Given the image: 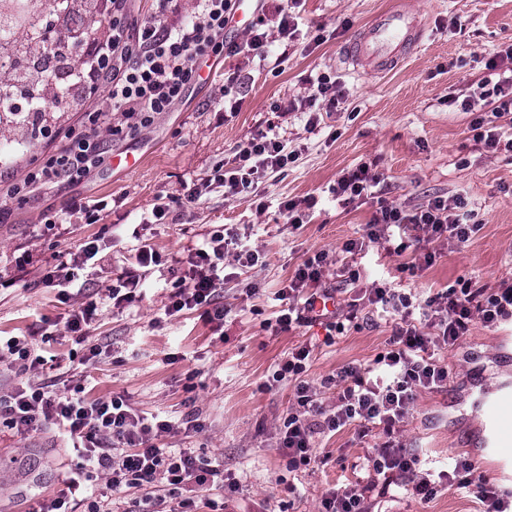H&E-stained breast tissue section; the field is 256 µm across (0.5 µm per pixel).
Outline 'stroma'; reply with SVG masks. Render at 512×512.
<instances>
[{"instance_id": "stroma-1", "label": "stroma", "mask_w": 512, "mask_h": 512, "mask_svg": "<svg viewBox=\"0 0 512 512\" xmlns=\"http://www.w3.org/2000/svg\"><path fill=\"white\" fill-rule=\"evenodd\" d=\"M403 5L424 27L417 49L392 70L353 73L346 46L382 10ZM323 42H316V35ZM512 44V0H301L299 29L275 42L267 59L220 58L207 83L194 84L173 111L141 133L113 139L102 131L108 163L82 182L44 188L30 199L0 190V338L27 339L56 358L52 373L23 369L0 358V396L28 382L84 386L89 399L124 396L138 413L162 415L175 429L158 440L169 451L191 449L224 471L223 486L197 490L192 512H211L225 500L226 512H319L330 488L366 477V448L352 431L321 435L310 465L289 470L278 446L279 428L293 403V385L271 384L276 363L288 350L314 346L306 380L319 384L341 368L372 364L386 348L391 315L360 305L343 334L325 343L313 324L273 333L284 307L278 292L306 256L320 250L345 261L344 242L360 237L380 204L413 209L435 198H462L481 229L461 248L438 247L435 263L417 274L368 248L357 255L358 283L328 273L336 306L385 281L424 302L460 276L492 288L512 277V159L490 154L469 136L470 113L451 97L470 95L485 77V61ZM239 76V111L219 105L225 74ZM336 76L344 96L341 111L321 114L309 127L297 105L320 74ZM83 113L29 137L26 148L0 154V167L24 176L32 161L61 146V133L80 127ZM274 132L298 158L285 172L267 175L255 194L229 195L212 186L184 204L187 188L231 160L234 148L260 132ZM367 163L380 176L374 194L351 203L333 188L344 172ZM171 200V218L152 223L159 198ZM315 199L300 226L281 208L288 200ZM101 199L108 207L97 223L58 222L77 203ZM233 231L260 253V265L225 281L217 302L223 324L200 312L167 315L176 281L189 254L214 232ZM97 239L100 252L80 273L79 293L61 300L46 286V269L69 260ZM159 264L137 265L141 249ZM140 276V297L114 305L113 281ZM93 300L96 320L85 342L64 327L71 308ZM512 322L488 328L473 320L465 343L441 357L450 369L448 388L424 392L400 433L403 444L422 450L436 470L465 456L477 474L501 491L512 479L500 476L496 457L482 446L489 407L481 393L512 384V345L499 336ZM198 421V429L184 426ZM78 462L70 441L55 428L17 435L0 423V512H31L35 503L63 489ZM465 489L440 483L429 500L404 494L379 499L375 512H476Z\"/></svg>"}]
</instances>
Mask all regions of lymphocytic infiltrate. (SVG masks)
<instances>
[{
  "label": "lymphocytic infiltrate",
  "mask_w": 512,
  "mask_h": 512,
  "mask_svg": "<svg viewBox=\"0 0 512 512\" xmlns=\"http://www.w3.org/2000/svg\"><path fill=\"white\" fill-rule=\"evenodd\" d=\"M128 0H112V35L96 42L87 68L78 82L101 89L86 112L88 128L68 132L63 145L23 177L0 171V184L12 197L23 198L40 186H58L89 176L105 161L106 151L97 133L99 125H109L112 134L134 135L152 125L156 115L171 111L182 101L188 86L199 81V70L208 60L223 55L249 52L266 58L277 39L291 35L294 18L290 5L280 6L275 17L258 16L247 28L243 43L226 41L224 31L233 14L235 0H195L192 12H184L183 0H152L149 13L140 20L127 19ZM488 71L478 96H466L460 109L472 113L468 131L474 141L492 152L512 153V138L504 139L503 118H512V45L496 52L486 62ZM485 111H476L477 102ZM343 95L337 81L318 75L300 106L310 126H317L324 112L338 111ZM295 152L278 137L260 133L235 148L230 167L189 188L186 202H194L203 189L219 185L238 194L257 190L260 179L279 172L294 162ZM480 229L473 213L465 211L461 199L438 198L427 205L403 210L380 206L361 238L344 243V253L355 255L367 244L381 248L388 256L410 255L406 270L426 269L434 263L435 245L449 241L465 245ZM259 261L258 251L247 247L231 249L223 234L205 239L190 255V269L182 278L167 308L169 314L205 309L209 319L223 320L224 309L216 296L224 280L225 267L250 268ZM336 260L319 251L303 259L293 276L279 291L287 307L274 326L289 331L324 321L330 333H341L356 317L348 311L336 322L327 308L334 297L323 284L326 270ZM369 305L392 309L400 318L392 327L387 349L368 366H348L325 378L321 387L336 392V401L327 406L317 398V390L304 375L312 348L300 345L288 352L272 375L273 382H292L296 407L289 413L279 433V446L289 469L309 465L315 437L354 428L359 437L380 431L381 443L367 453L365 483L329 489L321 499V512H370L374 499L401 488L426 500L437 491L431 469L414 450L406 448L399 432L409 417L419 394L447 389L450 371L442 364L441 350L460 348L473 320L494 327L512 318V280L494 288L476 287L471 279L458 278L448 289L423 305L386 284L366 289ZM0 413L6 414L12 429L23 435L51 425L72 442L81 460L56 495L40 499L34 512H77L90 482L104 481L107 489L121 492L131 488L166 487V495L144 498L141 512H165L168 496L187 485L220 486L224 473L207 460L183 449L169 452L156 441L173 429L171 421L137 414L123 397L91 400L66 394L47 385L30 383L10 395L0 397ZM468 459H457L449 481L470 489L481 512H512L493 485L472 476Z\"/></svg>",
  "instance_id": "lymphocytic-infiltrate-1"
}]
</instances>
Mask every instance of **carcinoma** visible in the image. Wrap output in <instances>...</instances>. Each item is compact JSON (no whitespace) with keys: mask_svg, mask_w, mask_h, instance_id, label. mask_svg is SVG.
<instances>
[{"mask_svg":"<svg viewBox=\"0 0 512 512\" xmlns=\"http://www.w3.org/2000/svg\"><path fill=\"white\" fill-rule=\"evenodd\" d=\"M107 0H17L12 9L35 17L33 29L21 35L13 23L0 26V58L13 66L0 69V97L8 99L15 90L28 93V104L23 110H0V136L11 138L23 133L29 116L38 115L45 121L63 119L62 105H84L85 96L73 93L75 74L81 64L68 56L59 46L48 44L43 33L45 18L55 20L56 32L64 40H79L91 45L103 20L109 15Z\"/></svg>","mask_w":512,"mask_h":512,"instance_id":"cac0c4a2","label":"carcinoma"}]
</instances>
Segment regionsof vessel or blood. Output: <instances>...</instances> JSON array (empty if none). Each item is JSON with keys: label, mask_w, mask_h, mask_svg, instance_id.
<instances>
[{"label": "vessel or blood", "mask_w": 512, "mask_h": 512, "mask_svg": "<svg viewBox=\"0 0 512 512\" xmlns=\"http://www.w3.org/2000/svg\"><path fill=\"white\" fill-rule=\"evenodd\" d=\"M421 38V28L411 13L402 9L388 10L377 15L349 44L348 62L385 72L409 54Z\"/></svg>", "instance_id": "1"}]
</instances>
